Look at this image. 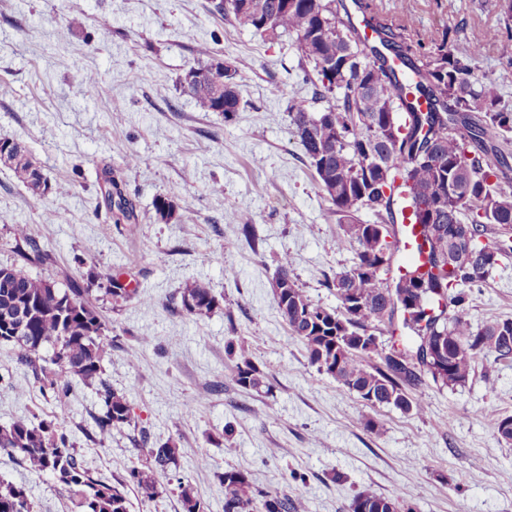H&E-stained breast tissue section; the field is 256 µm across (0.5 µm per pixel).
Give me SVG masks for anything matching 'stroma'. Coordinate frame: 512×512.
Segmentation results:
<instances>
[{
  "label": "stroma",
  "mask_w": 512,
  "mask_h": 512,
  "mask_svg": "<svg viewBox=\"0 0 512 512\" xmlns=\"http://www.w3.org/2000/svg\"><path fill=\"white\" fill-rule=\"evenodd\" d=\"M376 3L415 37L451 29L479 44L475 75L512 105V63L488 37L504 0H406L403 13L397 0ZM203 44L238 69L242 102L231 118L199 111L181 91ZM90 74L95 90L78 95ZM309 93L290 41L224 23L210 0H0V135L22 140L52 184L32 195L0 166V263L62 286L107 269L139 284L148 303L92 292L112 340L105 377L151 443L176 445L178 480L144 498L127 482L145 454L132 430L102 444L89 436L102 407L96 386L76 384L62 402L43 396L2 349L0 426L56 418L91 475L125 494L128 512H181V481L208 512H224L219 476L231 468L257 491L302 499L304 512H350L363 492L415 512H512V443L487 426L490 416H512V360L485 358L452 389L425 379L410 393L422 413H405L367 404L319 372L279 313L272 278L281 256L305 294L332 309L339 301L325 280L356 257L291 133L288 101ZM105 164L137 223L107 207ZM159 196L174 202L171 217L156 213ZM232 211L253 225L255 241L227 221ZM51 213L63 223H47ZM21 230L51 251L50 262L15 251ZM196 280L218 300L201 316L179 302ZM465 293L473 327L512 318V256ZM231 343L251 352L270 389L234 384ZM0 481L26 487L34 512H75L52 477L4 452Z\"/></svg>",
  "instance_id": "obj_1"
}]
</instances>
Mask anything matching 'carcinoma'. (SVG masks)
<instances>
[{"mask_svg": "<svg viewBox=\"0 0 512 512\" xmlns=\"http://www.w3.org/2000/svg\"><path fill=\"white\" fill-rule=\"evenodd\" d=\"M354 3L378 43L361 39L345 0H235L230 8L213 3L211 12L262 37L294 39L311 97L288 101L289 125L330 214L357 244L353 267L327 281L336 289V309L313 302L297 285L291 260L281 257L273 288L282 319L318 371L368 404L420 413L421 405L407 390L422 384L424 375L453 388L467 381L481 359H512V319L473 329L465 295L457 291L484 281L499 257L512 254V109L501 106L495 84L471 81L477 52L462 49L453 32L425 43L405 25L391 23L375 0ZM490 37L512 62V29H495ZM392 55L414 73L410 83L396 80ZM216 60L211 47H199L193 68L206 76L182 92L201 111L228 118L241 104L238 69L225 59L224 73L207 75ZM319 103L323 107L317 111ZM10 170L36 195L52 189L44 169L31 159ZM117 197L118 213L128 223L136 221L132 202L120 191ZM397 198L402 221L419 226L428 269L407 267L389 282L385 275L399 244L391 229ZM364 212L371 219H363ZM494 230L506 238L480 243ZM21 244L36 260H51L33 238L19 234L16 245ZM96 278L106 280L116 297L140 294L139 285H121L108 273ZM91 291L89 283L72 281L61 288L49 278L0 265V347L32 372L42 394L56 400L67 397L76 381L98 385L102 410L93 423L103 443L112 430L132 425V412L103 378L112 340L101 314L85 298ZM215 305L212 288L202 280L180 294L181 309L189 315L209 313ZM398 312L415 337L413 350H387L375 335L381 326L394 325ZM228 351L236 358L235 384L259 388L264 375L252 354L242 347ZM373 358L379 363L369 364ZM488 427L497 439L512 441L511 416L491 418ZM0 449L49 473L75 498L79 512H128L125 495L90 474L52 420H14L0 428ZM178 454L170 442L152 445L145 465L128 470V480L144 497H155L156 474L177 467ZM220 480L224 512H298L301 507L286 496L253 491L239 470L224 471ZM178 488L183 512H207L190 485ZM0 512H33L27 489L0 484ZM351 512H401V506L396 499L360 494Z\"/></svg>", "mask_w": 512, "mask_h": 512, "instance_id": "carcinoma-1", "label": "carcinoma"}]
</instances>
